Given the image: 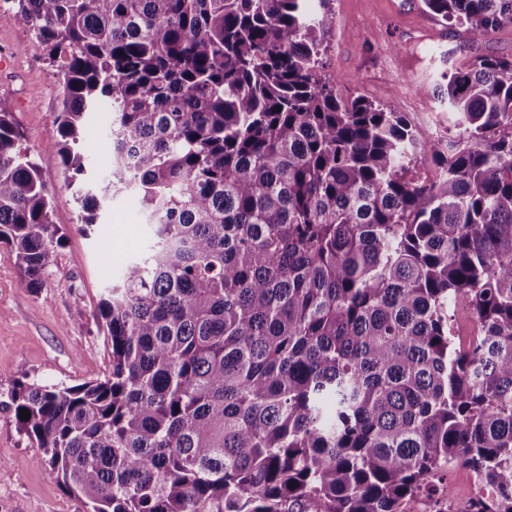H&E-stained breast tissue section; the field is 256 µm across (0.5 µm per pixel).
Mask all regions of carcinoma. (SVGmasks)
<instances>
[{"mask_svg": "<svg viewBox=\"0 0 512 512\" xmlns=\"http://www.w3.org/2000/svg\"><path fill=\"white\" fill-rule=\"evenodd\" d=\"M423 3L474 41L512 21V0ZM9 20L60 77L66 169L112 107L82 231L111 192L151 219L98 304L109 374L0 400L68 491L92 512H399L461 464L492 490L474 512H512V60L449 74L448 138L425 139L321 77L335 18L309 0H12ZM52 213L1 107L0 244L35 290ZM112 111L106 104L87 113V119L80 142V152L84 156V179L99 186L104 184V161L111 144L110 129Z\"/></svg>", "mask_w": 512, "mask_h": 512, "instance_id": "obj_1", "label": "carcinoma"}]
</instances>
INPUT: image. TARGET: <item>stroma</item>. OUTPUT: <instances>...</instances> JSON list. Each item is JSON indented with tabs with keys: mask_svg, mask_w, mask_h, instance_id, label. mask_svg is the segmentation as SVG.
<instances>
[{
	"mask_svg": "<svg viewBox=\"0 0 512 512\" xmlns=\"http://www.w3.org/2000/svg\"><path fill=\"white\" fill-rule=\"evenodd\" d=\"M9 7L0 0V55L10 61L0 68V107L12 112L24 147L48 165L53 221L66 237L36 291L0 245V393L26 378L68 386L103 378L110 357L97 305L127 261L151 244L150 221L131 191L108 196L100 225L79 232L70 174L58 163L62 84L34 32L9 20ZM330 8L335 25L322 77L343 98H380L426 137L448 133V108L435 92L443 59L459 67L479 57L512 60V22L475 41L427 13L422 0H330ZM111 126L109 106L88 113L80 142L87 182H104ZM40 454L18 433L13 413L0 409V512H87Z\"/></svg>",
	"mask_w": 512,
	"mask_h": 512,
	"instance_id": "35a3bbf8",
	"label": "stroma"
}]
</instances>
